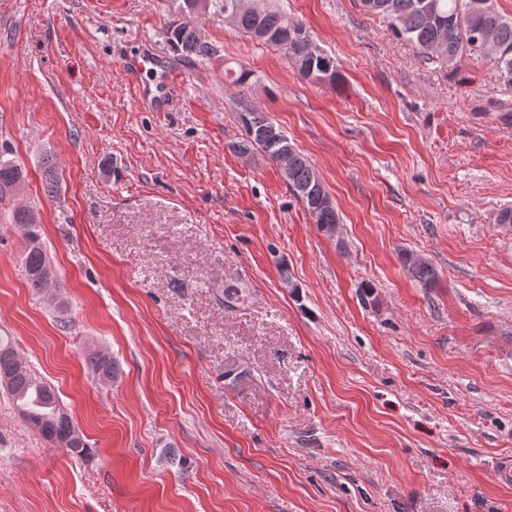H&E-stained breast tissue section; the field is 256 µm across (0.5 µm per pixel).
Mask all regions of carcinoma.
<instances>
[{
  "mask_svg": "<svg viewBox=\"0 0 512 512\" xmlns=\"http://www.w3.org/2000/svg\"><path fill=\"white\" fill-rule=\"evenodd\" d=\"M237 0H183L185 6L200 5L225 12ZM362 9L381 17L392 32L409 42L419 58L437 62L448 68L464 56L485 54L481 39L491 34L497 47L494 59L501 84L512 90V17L501 14L495 3L487 0H359ZM237 27L250 37L261 29L269 33L262 43L280 49L297 74L304 79L336 78V63L327 54L309 53L311 39L303 27L291 21L276 7L273 0H249V8L240 17ZM166 41L173 52L183 59H203L212 56L215 49L206 42L198 23L188 17L170 23L165 30ZM244 138L229 144L237 154L256 149L278 163L280 155L288 156V172L283 178L292 194L314 217L319 228L328 231L340 223V214L327 193L312 163L291 143L283 129L266 113L244 106L238 112ZM24 180L22 169L12 162L0 163V194L20 188ZM10 221L27 228L37 243L25 249L24 264L30 286L42 290L55 278L40 240V224L30 208H16ZM411 276L425 288H432L438 280L437 269L427 261L405 258ZM88 364L103 383H110L119 374V366L112 356L95 352ZM10 378L8 395L20 418L34 428L49 443L64 448L75 458L88 454L84 437L72 417L59 403L51 385L38 380L20 357L9 336H0V376Z\"/></svg>",
  "mask_w": 512,
  "mask_h": 512,
  "instance_id": "1",
  "label": "carcinoma"
}]
</instances>
